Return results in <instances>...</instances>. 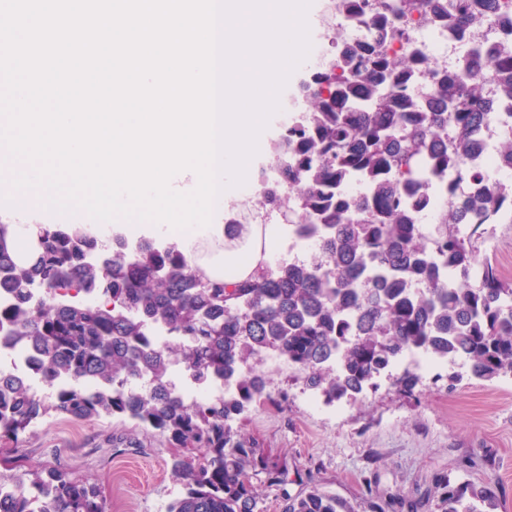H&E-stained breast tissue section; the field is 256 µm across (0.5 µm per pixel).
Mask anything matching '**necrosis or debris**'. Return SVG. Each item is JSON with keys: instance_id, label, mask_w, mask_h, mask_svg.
Here are the masks:
<instances>
[{"instance_id": "necrosis-or-debris-1", "label": "necrosis or debris", "mask_w": 512, "mask_h": 512, "mask_svg": "<svg viewBox=\"0 0 512 512\" xmlns=\"http://www.w3.org/2000/svg\"><path fill=\"white\" fill-rule=\"evenodd\" d=\"M384 2L323 0L310 32L311 50L300 72L318 75L330 69L341 50L361 52L374 46L385 56L405 59L406 88L412 97H420L435 75L464 73L472 66L481 69L488 87H496L497 75L490 59L500 49H512V10L501 6L491 11L485 0H470L471 11L479 21L461 29L442 12L428 7L423 13L391 21L386 39L380 41L375 36L374 22ZM279 180V163L265 157L235 197L231 223H238L243 216L254 224L278 223L277 214L266 211L264 193Z\"/></svg>"}]
</instances>
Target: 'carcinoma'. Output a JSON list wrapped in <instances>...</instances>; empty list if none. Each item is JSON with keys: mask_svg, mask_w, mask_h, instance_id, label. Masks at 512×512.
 Masks as SVG:
<instances>
[{"mask_svg": "<svg viewBox=\"0 0 512 512\" xmlns=\"http://www.w3.org/2000/svg\"><path fill=\"white\" fill-rule=\"evenodd\" d=\"M462 25L468 0H444ZM501 80L484 95L481 72L437 77L424 101L405 95L404 63L382 55L340 57L309 101L310 125L272 144L289 196L273 190L269 209L288 211L297 235L322 249L306 260L258 264L235 282L195 269L178 242L112 238L105 267L87 255L103 246L83 224L41 225L39 255L18 264L0 253V340L31 348L48 387L38 396L0 377V440H16L52 415L75 421L128 418L175 448L170 473L180 489L166 512H259L253 478L283 488V512H355L311 486L292 496L284 472L247 448L232 423L271 399L260 374L239 367L272 349L305 386L332 404L377 389L401 356L423 349L472 378H512V284L480 248L489 226L512 223V184L469 194L486 177L465 163L496 116L512 123V52L493 58ZM357 177L364 200L335 199ZM451 184L444 185L443 178ZM465 199L428 233L413 205L443 188ZM94 294L98 303L71 300ZM174 339L159 345L149 332ZM179 366L199 384L236 388L205 404L183 400L171 380ZM149 377L143 389L131 380ZM435 512H496L492 484L433 480ZM0 512H105L99 488L60 467L0 476Z\"/></svg>", "mask_w": 512, "mask_h": 512, "instance_id": "obj_1", "label": "carcinoma"}]
</instances>
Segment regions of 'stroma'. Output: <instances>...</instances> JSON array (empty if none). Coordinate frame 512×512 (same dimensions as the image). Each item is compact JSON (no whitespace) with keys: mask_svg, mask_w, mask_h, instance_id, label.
<instances>
[{"mask_svg":"<svg viewBox=\"0 0 512 512\" xmlns=\"http://www.w3.org/2000/svg\"><path fill=\"white\" fill-rule=\"evenodd\" d=\"M449 372L444 366L422 377L410 395L384 377L376 390L316 413L299 381L288 374L273 378L272 399L233 424L246 447L286 469V489L257 483L262 512H282L283 493H296L308 480L357 512L370 489L383 497L403 495L408 505L402 512H427L438 473L454 483L495 484L497 512H512V378L465 379L452 388ZM478 450L491 457V467H463ZM170 453L165 438L127 419L54 416L17 441L0 442V473L9 459L56 465L98 485L108 512H155L173 490Z\"/></svg>","mask_w":512,"mask_h":512,"instance_id":"obj_1","label":"stroma"}]
</instances>
